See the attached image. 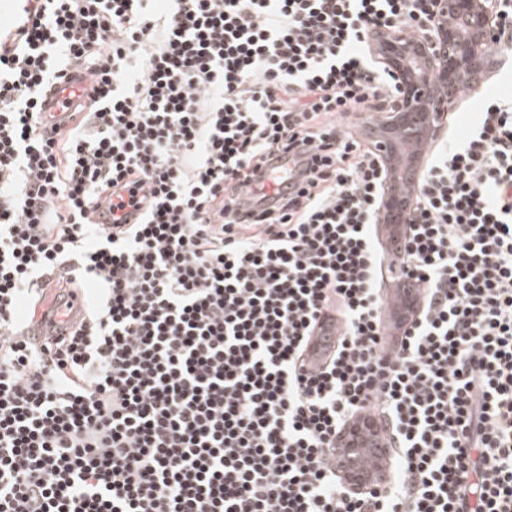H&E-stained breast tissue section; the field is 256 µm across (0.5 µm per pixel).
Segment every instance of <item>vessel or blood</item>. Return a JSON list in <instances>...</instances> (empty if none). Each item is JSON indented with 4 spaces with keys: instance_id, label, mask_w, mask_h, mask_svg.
Returning <instances> with one entry per match:
<instances>
[{
    "instance_id": "vessel-or-blood-1",
    "label": "vessel or blood",
    "mask_w": 512,
    "mask_h": 512,
    "mask_svg": "<svg viewBox=\"0 0 512 512\" xmlns=\"http://www.w3.org/2000/svg\"><path fill=\"white\" fill-rule=\"evenodd\" d=\"M82 87L83 84L79 81L55 87L46 96V111L61 114L63 103L69 99L71 93L80 92ZM359 136L369 142L383 136L394 146L393 164L386 172L390 190L399 192L405 189L408 183L421 180V165L426 162L433 147L432 140L422 128L400 125L388 129L380 118L375 117L360 126ZM377 236L384 258L394 259L404 237L402 225L378 224ZM381 294L384 298L381 321L388 341L393 343L398 340L402 325L421 311L424 305L423 293L421 289L411 287L400 277L390 274L382 281ZM335 340V319L323 318L308 344V363L313 366L321 365L332 352ZM372 418V413L365 411L344 426L335 457L336 470L339 474L359 473L364 484L368 486L388 476L392 458L385 433L366 429V422Z\"/></svg>"
}]
</instances>
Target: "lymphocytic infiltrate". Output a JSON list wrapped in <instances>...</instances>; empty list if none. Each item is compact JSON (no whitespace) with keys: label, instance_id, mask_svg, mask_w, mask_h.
Here are the masks:
<instances>
[{"label":"lymphocytic infiltrate","instance_id":"f902f5d3","mask_svg":"<svg viewBox=\"0 0 512 512\" xmlns=\"http://www.w3.org/2000/svg\"><path fill=\"white\" fill-rule=\"evenodd\" d=\"M155 2L22 0L0 31V512H512V101L432 150L391 347L384 171L345 118L397 89L370 31L431 0ZM51 274L95 289L38 343ZM367 407L395 470L352 492L331 456ZM85 87V82L80 81H70L68 83H63L57 87H55L52 91L48 92L45 99V109L46 112L54 113L55 115H60L62 112V103H66V100L70 98V93L81 92V89ZM380 292L384 298L381 321L388 335L387 340L395 343L400 337L401 326L422 310L423 293L392 272L383 278ZM320 324L306 350V359L312 366H319L324 362L332 352L336 340V320L325 317Z\"/></svg>","mask_w":512,"mask_h":512}]
</instances>
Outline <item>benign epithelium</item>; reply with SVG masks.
Returning a JSON list of instances; mask_svg holds the SVG:
<instances>
[{
	"label": "benign epithelium",
	"instance_id": "obj_1",
	"mask_svg": "<svg viewBox=\"0 0 512 512\" xmlns=\"http://www.w3.org/2000/svg\"><path fill=\"white\" fill-rule=\"evenodd\" d=\"M450 16L455 23H448ZM370 36L373 54L398 78L397 96L384 111L400 124L419 120L436 139L456 109V90L468 85L477 91V75L506 60L491 0H433L424 31L395 24ZM377 214L395 224H412L415 200L384 195Z\"/></svg>",
	"mask_w": 512,
	"mask_h": 512
}]
</instances>
